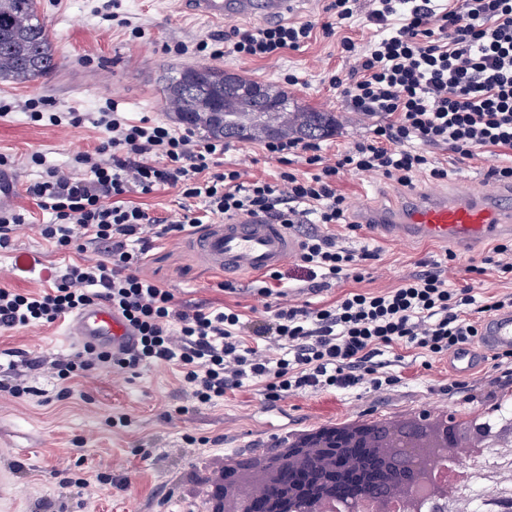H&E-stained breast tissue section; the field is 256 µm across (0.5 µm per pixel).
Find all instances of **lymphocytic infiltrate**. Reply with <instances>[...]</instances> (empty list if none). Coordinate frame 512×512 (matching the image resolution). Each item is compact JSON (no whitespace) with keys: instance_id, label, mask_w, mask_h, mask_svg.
<instances>
[{"instance_id":"f902f5d3","label":"lymphocytic infiltrate","mask_w":512,"mask_h":512,"mask_svg":"<svg viewBox=\"0 0 512 512\" xmlns=\"http://www.w3.org/2000/svg\"><path fill=\"white\" fill-rule=\"evenodd\" d=\"M368 19L383 34L367 47L345 40L344 75H332L348 106L373 118L371 139L334 156L311 141L265 142L281 164L276 179L243 181L224 165L223 141L202 140L151 118L131 122L117 107L94 125L105 134L94 152L79 154L86 173L47 169L25 189L51 214L41 235L55 251L80 253L52 286L20 292L0 286V329L52 325L87 304H109L136 333L120 353L85 347L51 362L69 381L101 366L119 375L150 367L175 369L195 404L208 405L246 384L262 385L267 401L307 392L392 391L399 378L379 356L398 346L433 359L456 355L480 335L482 317L512 308V293L477 301L450 288L442 271L424 269L381 291L344 293L329 306L299 305L277 290L271 318L248 331L239 310L180 303L173 290L142 267L156 242L201 229L204 217L266 216L287 228L302 225L299 260L309 279H361L360 255L328 228L346 221L345 173H375L398 184L426 171L448 177L428 150L448 147L463 159L496 148L512 153V0H371ZM314 22L238 28L224 44L174 45L175 54L210 53L265 59L311 40ZM312 167L291 170L293 159ZM177 190L202 215L152 216L130 193Z\"/></svg>"}]
</instances>
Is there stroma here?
Returning a JSON list of instances; mask_svg holds the SVG:
<instances>
[{
    "label": "stroma",
    "instance_id": "1",
    "mask_svg": "<svg viewBox=\"0 0 512 512\" xmlns=\"http://www.w3.org/2000/svg\"><path fill=\"white\" fill-rule=\"evenodd\" d=\"M119 4L128 26L106 20L96 10L97 0H38L60 67L47 80L0 83V98L14 104L10 114L0 116V153L14 159L15 205L31 207L23 189L39 180L46 168L73 165L77 154L100 144L93 119L106 105L118 103L134 120L149 116L171 122L161 84L174 68L213 65L277 86L284 75H296L298 84L288 88L292 101L336 115L335 132L320 141L323 154L331 156L371 138L370 120L350 110L328 82L331 73L346 68L338 50L340 38L364 47L376 37L375 28L365 20L368 0H359L357 13L336 34H316L299 49L262 60L169 54L168 46L223 34L236 23L210 21L183 0ZM134 28L141 31V38H131ZM35 95L46 97L57 111L76 113L81 124L56 127L31 121L24 102ZM34 154L42 157V164L31 162ZM432 156L447 168V179L422 172L405 187L375 174L342 176L339 188L348 198L349 210L366 204L379 211L391 208L410 187L462 194L470 185L487 181L489 167L501 162L489 152L477 160H463L445 148L433 149ZM224 164L243 171L248 181L275 178L280 170L259 140L229 143ZM331 231L348 249L370 252V259L361 263L364 279L336 280L313 291L296 260L286 261L280 271L299 302L322 306L354 288H390L423 263L441 267L449 287L472 288L479 299L512 292V276L501 278L493 265L485 264L490 248L460 254L452 261L447 249L438 245L391 243L343 224L333 225ZM470 264L483 266V273L467 272ZM64 268L63 258L52 252L35 222L19 227L11 247L0 250V280L21 290L49 287ZM144 271L175 289L189 306L235 305L254 320L267 317L275 306L274 297L258 294L254 276L233 277L229 281L235 293L224 292L223 274L208 268L182 237L160 241ZM75 349L60 323L0 332V353L17 354L14 367L0 365V380L16 379L33 390L21 401L0 398V512H208L206 492L222 477L225 454L270 450L276 438L292 429L359 413L373 418L426 410L467 418L496 416L494 402L463 392L448 395L449 382L457 378L449 360L427 367L422 355L405 348L382 356L389 372L401 379L396 391L383 399L361 388L349 394L303 393L271 405L260 386L252 385L201 407L190 405L184 387L165 367L123 376L100 368L61 385L48 362ZM35 357L44 361L37 370L28 365ZM120 414L126 415V426L112 427L111 418ZM188 435L207 436L214 443L194 450L184 441ZM116 463L122 467L119 482L99 483L97 473L111 472Z\"/></svg>",
    "mask_w": 512,
    "mask_h": 512
}]
</instances>
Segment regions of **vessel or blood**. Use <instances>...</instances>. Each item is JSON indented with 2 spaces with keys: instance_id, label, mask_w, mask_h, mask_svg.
Segmentation results:
<instances>
[{
  "instance_id": "vessel-or-blood-1",
  "label": "vessel or blood",
  "mask_w": 512,
  "mask_h": 512,
  "mask_svg": "<svg viewBox=\"0 0 512 512\" xmlns=\"http://www.w3.org/2000/svg\"><path fill=\"white\" fill-rule=\"evenodd\" d=\"M198 12L219 21L231 18L272 19L283 14L288 0H192ZM361 223L381 226L396 242L454 241L460 250L472 244L512 236V190L474 188L462 195L413 192L391 211L359 212ZM190 246L209 268L227 275L271 271L295 256L296 238L285 226L266 218L230 219L192 235ZM67 334L77 344L112 351L130 342L131 332L122 317L103 302L78 311ZM483 345L512 348V311H503L481 326Z\"/></svg>"
}]
</instances>
